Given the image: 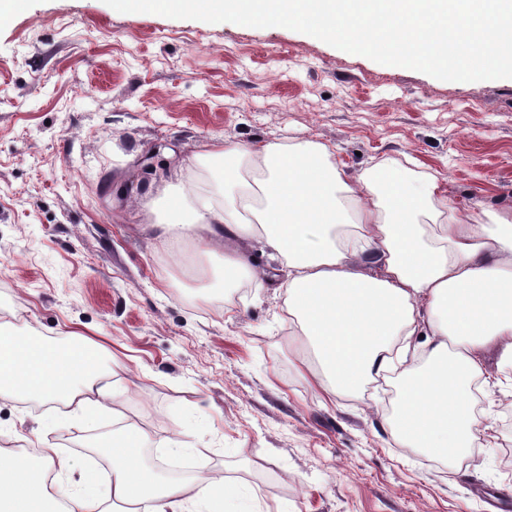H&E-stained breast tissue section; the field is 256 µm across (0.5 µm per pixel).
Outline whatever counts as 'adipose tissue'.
Returning <instances> with one entry per match:
<instances>
[{
    "label": "adipose tissue",
    "mask_w": 512,
    "mask_h": 512,
    "mask_svg": "<svg viewBox=\"0 0 512 512\" xmlns=\"http://www.w3.org/2000/svg\"><path fill=\"white\" fill-rule=\"evenodd\" d=\"M204 155L221 180L197 207L185 192L195 174H182L153 204L156 239L219 256L226 285L255 276L244 248L259 244L288 270L289 321L309 340L320 388L354 392L397 372L401 400L387 426L399 445L435 456L465 447L480 430L469 401L487 351L512 367V208L457 209L436 176L409 177L388 158L348 174L319 142H216ZM100 377L93 344L40 345L0 323V396L92 418L109 395ZM146 442L132 426L91 440L106 451L105 483L51 443L14 453L0 460V512H112L142 501L153 512H198L200 495L223 512H254L257 488L211 477L207 458L195 485L161 481Z\"/></svg>",
    "instance_id": "1"
}]
</instances>
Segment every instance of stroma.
<instances>
[{"label": "stroma", "instance_id": "obj_1", "mask_svg": "<svg viewBox=\"0 0 512 512\" xmlns=\"http://www.w3.org/2000/svg\"><path fill=\"white\" fill-rule=\"evenodd\" d=\"M313 140L356 175L411 157L453 204L512 205V79L449 82L283 27L120 13L104 0H21L0 18V321L49 345L99 343L109 397L94 420L0 398V443L41 431L77 469L126 425L146 458L207 456L259 489V512H486L512 491V380L486 356V430L445 457L402 448L396 374L324 397L291 337L286 275L216 306L153 237L146 203L207 144ZM173 172L125 198L155 144ZM182 430L181 452L167 449Z\"/></svg>", "mask_w": 512, "mask_h": 512}]
</instances>
